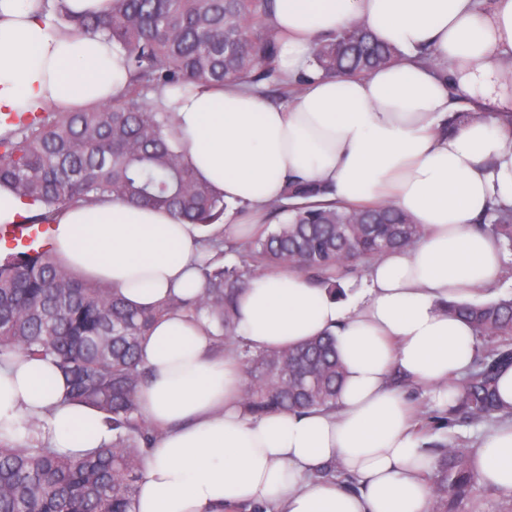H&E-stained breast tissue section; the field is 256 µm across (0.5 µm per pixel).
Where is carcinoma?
<instances>
[{
    "mask_svg": "<svg viewBox=\"0 0 512 512\" xmlns=\"http://www.w3.org/2000/svg\"><path fill=\"white\" fill-rule=\"evenodd\" d=\"M273 0H112L104 16L73 17L55 5L60 23L100 34L126 52L130 82L120 98L83 112L49 107L36 120L0 136V184L46 211L26 220L48 224L62 209L104 195L164 209L202 228L222 222L231 206L194 173L179 149L171 113L156 95L167 88L246 80L258 89L274 82L290 99L303 79L278 68L280 41L270 24ZM403 53L355 22L318 40L310 65L323 77L366 75L395 64ZM155 97L149 99L147 94ZM483 116L479 108L448 117L453 130ZM328 189L293 179L270 212L288 219L251 239L241 263L224 265L221 236L201 238L212 257L198 265L202 294L171 296L152 310L127 305L118 289L85 281L59 261L55 248L19 251L0 259V362L22 352L51 358L69 382L70 400L97 409L112 440L81 459L41 442L0 439V512H132L148 448L158 432L142 415L136 393L147 378L139 342L155 319L181 308L218 324L215 346L232 347L244 368L243 406L254 416L332 409L343 379L329 334L280 351H253L235 335L237 300L246 281L270 268L295 270L340 292L349 266L413 246L422 228L393 205L358 211L327 202ZM479 227L512 251V207L493 206ZM449 311L479 339L494 341L456 382L448 416L464 410L474 423H496L501 410L496 377L512 363V298L461 302ZM433 512L468 499L480 487L471 455L442 448L431 479Z\"/></svg>",
    "mask_w": 512,
    "mask_h": 512,
    "instance_id": "cac0c4a2",
    "label": "carcinoma"
}]
</instances>
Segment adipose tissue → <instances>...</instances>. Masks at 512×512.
<instances>
[{"label":"adipose tissue","mask_w":512,"mask_h":512,"mask_svg":"<svg viewBox=\"0 0 512 512\" xmlns=\"http://www.w3.org/2000/svg\"><path fill=\"white\" fill-rule=\"evenodd\" d=\"M357 20L403 59L364 76H318L313 42ZM272 23L281 73L305 78L294 101L244 84L159 96L198 176L239 209L224 237L259 230L291 178L327 185L343 204H395L424 234L367 261L344 299L293 271L256 273L240 293L236 334L251 349L334 336L345 381L332 411L245 413L241 365L215 352L214 323L180 310L157 319L140 345L148 378L137 399L159 436L134 512H429L432 459L391 375L451 404L449 383L470 368L476 340L448 305L504 273L478 223L493 204L512 206V126L497 118L512 111V0H275ZM424 48L435 64L419 60ZM128 80L119 45L59 27L44 0H0V135L49 105L110 103ZM463 100L484 117L442 132ZM54 224L65 265L119 287L134 307L202 288L199 228L170 213L105 198ZM68 392L52 360L1 363L0 437L40 439L72 458L108 442L102 414ZM329 463L355 488L319 478ZM472 463L483 485L512 495V418Z\"/></svg>","instance_id":"adipose-tissue-1"}]
</instances>
